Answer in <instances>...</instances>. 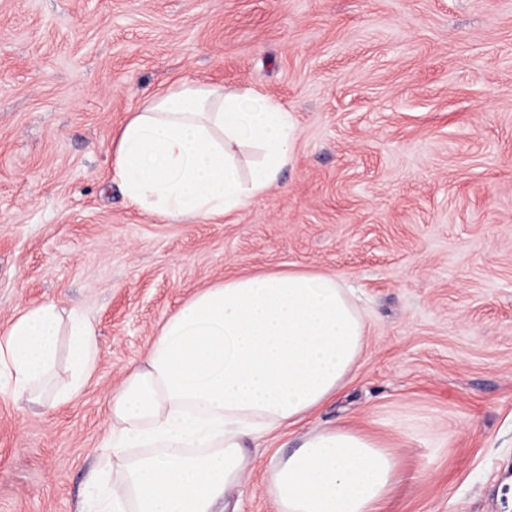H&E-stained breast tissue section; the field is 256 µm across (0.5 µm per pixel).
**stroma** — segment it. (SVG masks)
<instances>
[{"instance_id": "35a3bbf8", "label": "stroma", "mask_w": 512, "mask_h": 512, "mask_svg": "<svg viewBox=\"0 0 512 512\" xmlns=\"http://www.w3.org/2000/svg\"><path fill=\"white\" fill-rule=\"evenodd\" d=\"M189 79L291 113L270 193L182 224L132 208L112 141ZM336 275L366 345L342 394L251 443L237 512L314 428L395 454L382 512H512V0H0V331L56 303L100 354L55 408L0 396V512H79L108 399L230 277Z\"/></svg>"}]
</instances>
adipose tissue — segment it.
Listing matches in <instances>:
<instances>
[{
	"mask_svg": "<svg viewBox=\"0 0 512 512\" xmlns=\"http://www.w3.org/2000/svg\"><path fill=\"white\" fill-rule=\"evenodd\" d=\"M294 137L289 112L257 91L183 80L131 113L113 171L130 206L192 224L265 197ZM365 342L364 314L332 274L259 273L197 293L113 392L82 512H219L244 483L248 442L336 395ZM98 357L81 315L28 309L0 335V394L66 402ZM398 470L385 445L341 423L306 434L269 483L278 512H380Z\"/></svg>",
	"mask_w": 512,
	"mask_h": 512,
	"instance_id": "obj_1",
	"label": "adipose tissue"
}]
</instances>
